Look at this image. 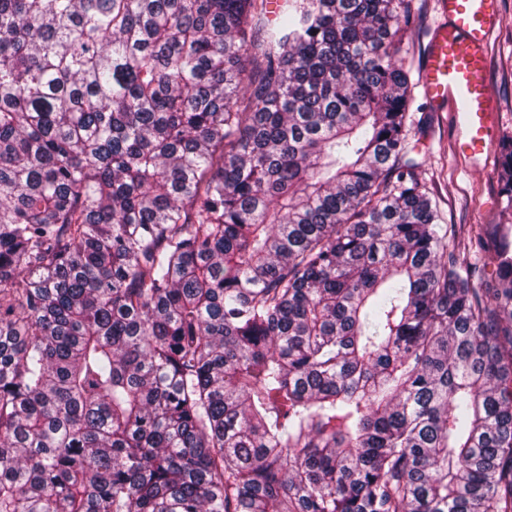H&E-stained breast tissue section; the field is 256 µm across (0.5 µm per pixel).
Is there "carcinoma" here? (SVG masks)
<instances>
[{"instance_id":"carcinoma-1","label":"carcinoma","mask_w":512,"mask_h":512,"mask_svg":"<svg viewBox=\"0 0 512 512\" xmlns=\"http://www.w3.org/2000/svg\"><path fill=\"white\" fill-rule=\"evenodd\" d=\"M270 4L0 0V512H512V227L439 223L411 0Z\"/></svg>"}]
</instances>
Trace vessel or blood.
I'll use <instances>...</instances> for the list:
<instances>
[{
	"mask_svg": "<svg viewBox=\"0 0 512 512\" xmlns=\"http://www.w3.org/2000/svg\"><path fill=\"white\" fill-rule=\"evenodd\" d=\"M444 16L431 32L422 88L434 111L449 112L456 157L479 169L490 160L498 105L489 89L488 47L500 25L499 0H441Z\"/></svg>",
	"mask_w": 512,
	"mask_h": 512,
	"instance_id": "b4317fda",
	"label": "vessel or blood"
}]
</instances>
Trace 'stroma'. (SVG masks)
Segmentation results:
<instances>
[{
	"label": "stroma",
	"instance_id": "35a3bbf8",
	"mask_svg": "<svg viewBox=\"0 0 512 512\" xmlns=\"http://www.w3.org/2000/svg\"><path fill=\"white\" fill-rule=\"evenodd\" d=\"M500 2L502 25L490 43L491 91L500 109L499 130L512 133V0ZM412 3L411 18L401 25L400 56L416 86L413 110L426 121L417 150L441 221L464 231L478 224H512V212L503 204L498 159H491L484 169L462 167L453 152L454 128L448 113L432 111L418 87L425 48L441 14L439 0Z\"/></svg>",
	"mask_w": 512,
	"mask_h": 512
}]
</instances>
